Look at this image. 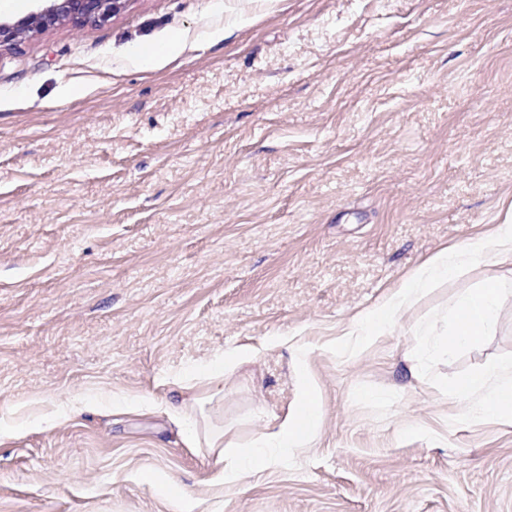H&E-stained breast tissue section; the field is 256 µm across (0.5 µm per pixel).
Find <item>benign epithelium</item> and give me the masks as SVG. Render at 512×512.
Here are the masks:
<instances>
[{"label": "benign epithelium", "mask_w": 512, "mask_h": 512, "mask_svg": "<svg viewBox=\"0 0 512 512\" xmlns=\"http://www.w3.org/2000/svg\"><path fill=\"white\" fill-rule=\"evenodd\" d=\"M43 5L14 22L0 20V48L11 47L21 36L20 28L33 24L39 29L55 25L68 18L79 24L108 21L117 0H42Z\"/></svg>", "instance_id": "7a95c632"}]
</instances>
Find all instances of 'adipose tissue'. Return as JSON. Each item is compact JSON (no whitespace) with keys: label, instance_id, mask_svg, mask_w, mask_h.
Here are the masks:
<instances>
[{"label":"adipose tissue","instance_id":"1","mask_svg":"<svg viewBox=\"0 0 512 512\" xmlns=\"http://www.w3.org/2000/svg\"><path fill=\"white\" fill-rule=\"evenodd\" d=\"M479 266L490 268V276L455 297L443 315L446 329H438L432 321L419 330L426 347L440 356L477 342L494 325L506 294L503 280L493 270L499 266L512 267V224L497 225L488 233L435 254L389 296L353 318L347 333L349 341L361 344L383 335L432 283ZM171 385L179 397L171 409L183 421L188 444L214 460V478L226 484L294 459L300 449L310 447L321 427L320 396L303 370L298 373L295 410L276 417L271 428L245 446L210 425L204 402L192 386L179 378L172 379ZM449 393L457 403V416L461 419L511 411L512 360L457 380Z\"/></svg>","mask_w":512,"mask_h":512}]
</instances>
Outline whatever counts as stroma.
Listing matches in <instances>:
<instances>
[{"label": "stroma", "instance_id": "1", "mask_svg": "<svg viewBox=\"0 0 512 512\" xmlns=\"http://www.w3.org/2000/svg\"><path fill=\"white\" fill-rule=\"evenodd\" d=\"M511 222L512 0H120L33 30L0 52V512H512V417L456 420L444 390L512 359V295L451 355L417 334L487 268L341 345L426 259ZM243 345L227 437L294 404L296 345L322 426L221 484L167 380Z\"/></svg>", "mask_w": 512, "mask_h": 512}]
</instances>
